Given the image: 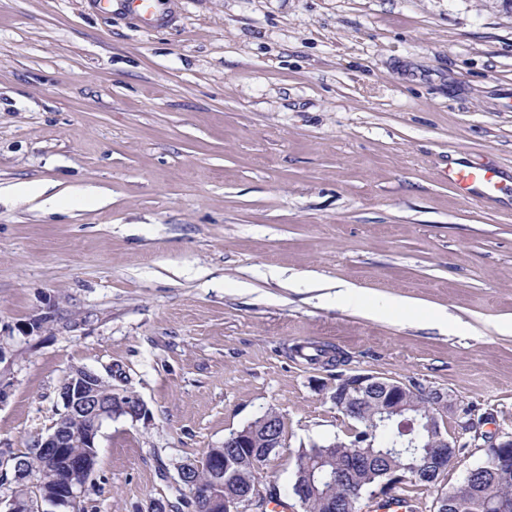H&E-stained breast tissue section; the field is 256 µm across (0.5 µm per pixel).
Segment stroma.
I'll use <instances>...</instances> for the list:
<instances>
[{
  "label": "stroma",
  "instance_id": "1",
  "mask_svg": "<svg viewBox=\"0 0 512 512\" xmlns=\"http://www.w3.org/2000/svg\"><path fill=\"white\" fill-rule=\"evenodd\" d=\"M174 3L147 30L90 0H0V445L46 435L75 367L147 409L103 424L88 512L175 500L179 465L267 411L285 433L259 481L286 488L302 444L347 428L341 374L447 390L512 433V11ZM463 165L499 171L493 199L449 185ZM41 183L65 207L13 192ZM306 342L346 364L307 363ZM485 459L459 456L419 512Z\"/></svg>",
  "mask_w": 512,
  "mask_h": 512
}]
</instances>
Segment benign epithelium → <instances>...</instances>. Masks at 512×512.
I'll list each match as a JSON object with an SVG mask.
<instances>
[{
  "mask_svg": "<svg viewBox=\"0 0 512 512\" xmlns=\"http://www.w3.org/2000/svg\"><path fill=\"white\" fill-rule=\"evenodd\" d=\"M102 377L84 367H74L63 380L59 397L64 405L61 418L54 422L46 436H42L33 447L42 449L43 453L53 458L63 448L70 445L67 418L80 414L86 417L90 426L83 437L84 447H97L98 434L103 422L119 416H129L138 420L146 415V409L140 398L132 392H101ZM336 409L345 415H372L374 427L368 429L367 435L360 437L364 443L366 437L375 434L380 426L396 424L403 428V436L398 447L389 448L390 454H403V448L418 447L414 436L415 427L425 425L423 439L426 447L435 449V455L429 463L437 473H444L456 457H448V449L461 443V436L448 434L445 421L454 419L456 426H463L458 411L459 401L446 390H427L419 394L401 380L374 375H356L336 386L331 395ZM261 424L269 425L266 438L262 441L266 453L252 457L254 470H259L274 449L281 447L284 434L273 414H268ZM257 444L256 426L252 423L240 431H234L224 438V447L231 449L252 448ZM498 447L504 452L495 456L491 465L505 479L512 476V436L498 440ZM90 460L78 458L70 466L71 478L64 491L53 492L46 488L35 504H18L12 500L0 499L3 512H65L81 496L84 476L89 470ZM235 454H208L198 460L197 466L209 472L208 483L201 487V498L207 512H240V499L224 497V477L232 474Z\"/></svg>",
  "mask_w": 512,
  "mask_h": 512,
  "instance_id": "7a95c632",
  "label": "benign epithelium"
}]
</instances>
